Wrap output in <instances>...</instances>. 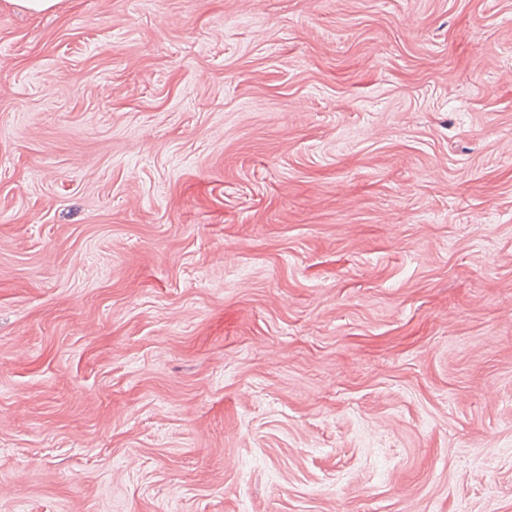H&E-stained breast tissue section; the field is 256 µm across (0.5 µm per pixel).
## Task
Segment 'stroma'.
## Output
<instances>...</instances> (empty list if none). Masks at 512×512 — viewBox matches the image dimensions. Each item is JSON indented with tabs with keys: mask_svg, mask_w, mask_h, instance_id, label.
I'll use <instances>...</instances> for the list:
<instances>
[{
	"mask_svg": "<svg viewBox=\"0 0 512 512\" xmlns=\"http://www.w3.org/2000/svg\"><path fill=\"white\" fill-rule=\"evenodd\" d=\"M0 512H512V0H0Z\"/></svg>",
	"mask_w": 512,
	"mask_h": 512,
	"instance_id": "stroma-1",
	"label": "stroma"
}]
</instances>
